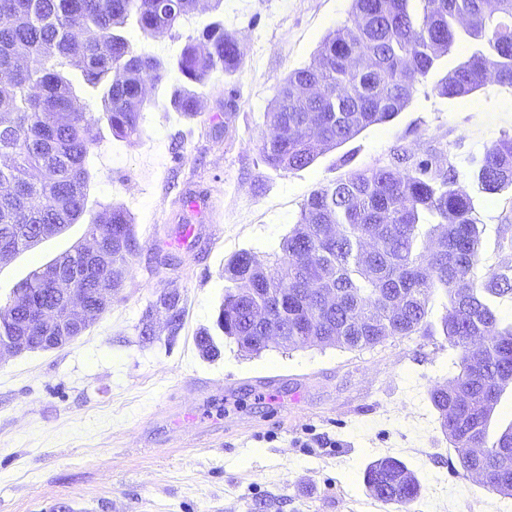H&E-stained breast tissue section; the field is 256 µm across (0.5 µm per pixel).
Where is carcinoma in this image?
Here are the masks:
<instances>
[{
	"label": "carcinoma",
	"instance_id": "carcinoma-1",
	"mask_svg": "<svg viewBox=\"0 0 512 512\" xmlns=\"http://www.w3.org/2000/svg\"><path fill=\"white\" fill-rule=\"evenodd\" d=\"M495 3L492 14L486 0H352L351 24L329 32L314 62L279 82L264 113L263 162L276 171L304 169L403 111L429 79L437 95L451 100L483 86L488 69L512 87V0ZM185 12L181 0H0V17L12 19L0 26V257L13 258L81 221L101 244L96 256L78 243L32 270L0 304V337L29 321L25 309L12 307L16 300L65 309L50 286L52 267L84 290L94 314L60 331L32 325L24 335L34 350L52 349L49 334L82 335L121 292L136 251L134 221L118 204L106 208L103 221L89 207L91 150L105 127L125 141L139 138L151 92L172 72L180 78L170 107L192 118L196 88L217 71L232 78L242 66L238 43L219 19L188 37L174 59L132 50L129 27L159 38ZM460 43L469 55L442 70L441 60ZM303 81L317 84L321 94L293 98L292 86ZM86 92L100 101V111H91ZM474 178L486 193L512 191V136L485 149ZM457 179L451 158L399 149L388 166L355 170L315 190L273 262L241 250L224 264L229 286L216 326L251 356L271 346L364 349L433 335L430 300L444 291L439 328L459 351L460 370L432 387L429 400L462 469L487 465L506 475L495 488L512 497V425L489 434L512 385V322L498 311L503 299H512V266L481 272L483 227ZM269 300L281 307L273 309L271 326H260L253 308ZM185 312L178 289L162 290L140 335H156L157 320L167 336L179 335ZM261 336L288 342L273 345ZM195 346L207 359L220 353L206 329L197 332ZM461 394L468 399L463 411L457 410ZM474 447L488 449L487 459L467 457ZM363 483L369 496L398 512H412L421 495L417 476L394 457L371 462Z\"/></svg>",
	"mask_w": 512,
	"mask_h": 512
}]
</instances>
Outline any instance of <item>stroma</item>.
<instances>
[{"mask_svg":"<svg viewBox=\"0 0 512 512\" xmlns=\"http://www.w3.org/2000/svg\"><path fill=\"white\" fill-rule=\"evenodd\" d=\"M216 19L237 40L242 71L230 81L213 75L191 119L169 110L170 87L159 86L136 143L108 135L93 150L90 200L122 203L134 218L137 251L120 294L69 344L0 360V512H395L363 485L366 466L386 456L418 476L416 512H512V497L461 469L440 429L428 392L459 371L441 333L360 351L299 346L257 356L220 334L214 359L194 344L200 328L215 326L233 254L273 260L315 189L388 165L400 148L451 157L485 229L484 269L512 265V249L499 246L512 197L484 193L470 167L512 135V87L489 80L450 100L421 84L392 120L305 169L276 171L260 154L264 112L279 81L351 22L352 0H195L171 36L129 39L135 51L173 55ZM190 197L209 202L206 220L184 208ZM188 224L195 236L178 246ZM85 233V224L71 225L0 267V299ZM158 252L173 266L156 276L149 266ZM165 288L185 296L184 328L145 339L143 315Z\"/></svg>","mask_w":512,"mask_h":512,"instance_id":"1","label":"stroma"}]
</instances>
